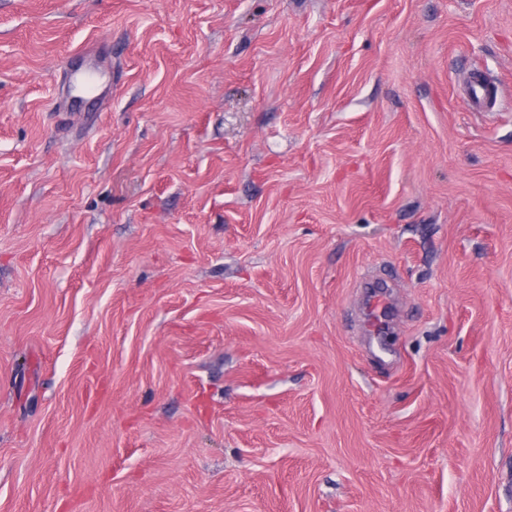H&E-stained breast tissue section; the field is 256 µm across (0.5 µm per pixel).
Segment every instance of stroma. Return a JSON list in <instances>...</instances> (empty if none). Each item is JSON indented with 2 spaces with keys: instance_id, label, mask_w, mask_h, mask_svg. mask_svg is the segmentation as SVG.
Segmentation results:
<instances>
[{
  "instance_id": "stroma-1",
  "label": "stroma",
  "mask_w": 512,
  "mask_h": 512,
  "mask_svg": "<svg viewBox=\"0 0 512 512\" xmlns=\"http://www.w3.org/2000/svg\"><path fill=\"white\" fill-rule=\"evenodd\" d=\"M0 512H512V0H0ZM369 313H368V326L371 332L375 335H380L384 332L387 326V308L383 300L374 296L369 305Z\"/></svg>"
}]
</instances>
